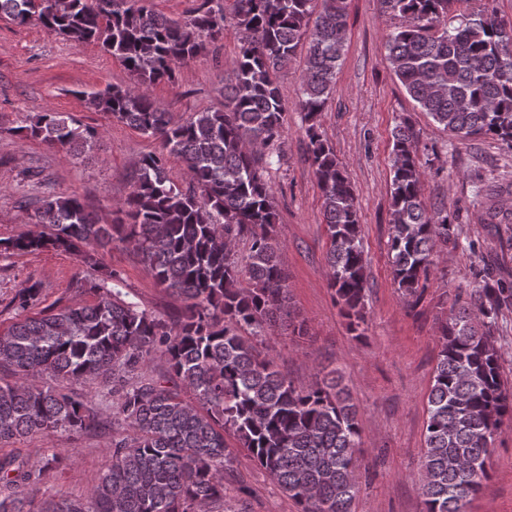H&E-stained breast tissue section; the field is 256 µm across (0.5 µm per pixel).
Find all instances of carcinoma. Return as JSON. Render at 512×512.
Returning <instances> with one entry per match:
<instances>
[{"label":"carcinoma","mask_w":512,"mask_h":512,"mask_svg":"<svg viewBox=\"0 0 512 512\" xmlns=\"http://www.w3.org/2000/svg\"><path fill=\"white\" fill-rule=\"evenodd\" d=\"M401 22L388 34L386 63L415 102L459 140L485 136L512 150V20L470 0H380ZM242 33L224 109L183 122L150 93L179 67L224 39L227 16ZM34 22L71 42H93L121 63L130 83L82 93L89 107L159 141L142 155L132 190L112 223L81 199L49 195L35 209L41 231L1 242L0 250H63L93 261L115 240L141 258L154 280L182 297L165 320L125 300L115 270L77 285L95 301L52 305L0 330V443L33 434H83L100 426L98 403L69 389L102 383L112 420V467L82 498L30 491L63 465L53 452L34 464L0 455V512H236L224 505L233 459L224 435L276 481L300 512H351L358 492L361 428L356 405L334 368L297 388L260 349L267 331L290 316L287 274L276 238L278 213L267 170L280 164L286 107L280 73L303 60L299 108L308 122L310 161L322 193L329 238V285L349 328L364 322L368 288L360 218L350 181L320 131L345 51L347 0H199L182 20L152 0H0V18ZM22 138L79 153L99 132L71 115L25 116ZM390 262L398 288L425 287L436 243L457 242L452 215L421 198L417 135L403 120L392 133ZM180 158L188 187L168 158ZM249 241L245 265L236 241ZM40 287L20 288L26 309ZM512 308V288L472 289L441 326V350L428 395L420 491L425 512H466L489 478L487 460L512 392L493 334ZM166 374L145 368L156 355ZM192 394L194 402L185 399Z\"/></svg>","instance_id":"carcinoma-1"}]
</instances>
